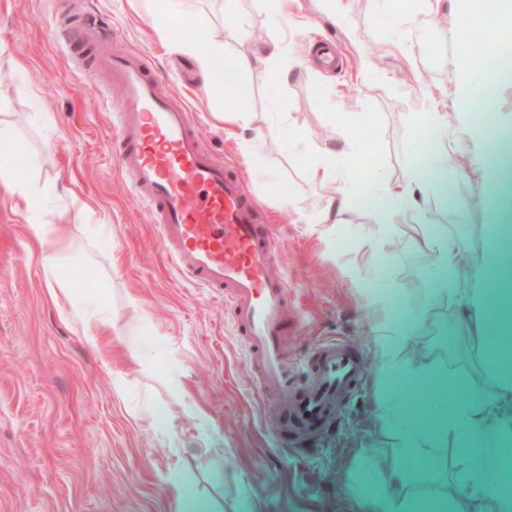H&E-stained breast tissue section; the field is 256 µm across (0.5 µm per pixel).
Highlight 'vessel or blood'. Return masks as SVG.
I'll return each instance as SVG.
<instances>
[{"mask_svg": "<svg viewBox=\"0 0 512 512\" xmlns=\"http://www.w3.org/2000/svg\"><path fill=\"white\" fill-rule=\"evenodd\" d=\"M80 23L82 60L122 93L117 162L149 208L163 248L183 278L223 296L259 391L277 400L274 428L319 426L364 378L355 349L333 340L307 359H289L288 339L299 334L300 319L287 285L270 275L278 245L261 224L257 201L215 159L184 101L159 93L147 59L112 50L97 13L83 11Z\"/></svg>", "mask_w": 512, "mask_h": 512, "instance_id": "obj_1", "label": "vessel or blood"}]
</instances>
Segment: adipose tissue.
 I'll use <instances>...</instances> for the list:
<instances>
[{"label":"adipose tissue","mask_w":512,"mask_h":512,"mask_svg":"<svg viewBox=\"0 0 512 512\" xmlns=\"http://www.w3.org/2000/svg\"><path fill=\"white\" fill-rule=\"evenodd\" d=\"M179 52L191 57L209 93L223 92L233 76L260 65L274 68L276 79L286 78L289 71L288 57L279 44L272 43L259 53L233 58L225 57L224 48L218 44H202L187 39L178 46ZM13 138L10 128L0 121V183L5 184L22 200L31 218L26 226L32 243L40 249L39 259L50 295L64 293L66 303L61 308L65 320L80 324L84 340L90 348H98V329L109 323V302L106 294H86L74 283L63 281L60 270L67 256V241L61 225L52 223L50 213L40 205L39 192L32 184L18 179L11 163L10 148ZM354 145L341 150L323 148L316 151L310 170L314 177L339 179L340 186L335 200L344 209L366 199L375 210L388 217H396L409 210L414 192L426 190L448 171V157L435 153L428 160L413 159L408 168L406 183L402 188L391 186L381 170L375 167L355 168L348 164V157L355 153ZM417 244L435 259L432 294L444 300L454 293L457 285V256L460 244L433 225H422ZM414 336L405 326L392 327L376 339L375 350L385 384L382 400L384 420L394 427L399 463L391 473L393 483L405 484L410 476L407 460L416 457L434 458L437 449L447 443L449 436L465 433L472 439L470 452L462 454L457 470L463 484L464 498L474 500L476 512H512V500L491 491L485 484L483 471L476 468L474 458L485 447L512 443V415L499 410L503 402H512V365L502 362L496 341L486 342L483 357L490 366L488 375L491 394L457 399L449 411L431 417L401 411L395 401V383L407 384L413 391L431 387L457 389L458 381L443 379L437 366L431 362L406 364L402 353Z\"/></svg>","instance_id":"adipose-tissue-1"}]
</instances>
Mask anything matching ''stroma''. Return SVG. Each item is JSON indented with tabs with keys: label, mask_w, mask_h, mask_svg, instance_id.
Wrapping results in <instances>:
<instances>
[{
	"label": "stroma",
	"mask_w": 512,
	"mask_h": 512,
	"mask_svg": "<svg viewBox=\"0 0 512 512\" xmlns=\"http://www.w3.org/2000/svg\"><path fill=\"white\" fill-rule=\"evenodd\" d=\"M85 4L120 49L148 58L162 91L185 100L214 157L233 165L260 203L286 254L274 272L302 323L289 356L348 340L366 380L339 421L303 438L274 431L223 299L175 275L150 211L116 163L110 104L117 90L99 72H83L77 55L52 37L55 14L73 13L70 0H0V119L13 130L16 174L47 188L45 207L68 226L63 278L105 292L112 320L97 352L63 319L46 294L27 217L0 186V512H368L365 487H384L395 462L378 405L375 339L384 322L373 292L389 297L398 322L419 328L406 362L418 363L426 348L443 374L466 382V394L491 391L481 346L499 325L496 316H475L471 296L484 285L479 258L491 230L512 225V189L491 172L498 143L464 132L492 123L512 130V81L496 84L490 102L468 100L460 56L486 51L491 32L479 25L459 32L455 13L436 0H417L412 12L385 0H343L341 21L321 0H288V20L278 27L269 21L273 0H229L221 15L210 0ZM182 38L223 45L228 58L276 42L291 72L279 82L253 69L214 98L194 61L177 52ZM325 38L341 66L312 54ZM365 60L373 75L362 73ZM423 89L449 116L447 189L417 194L415 221L357 206L339 223H319L338 183L311 178V153L360 142L363 163L402 183L416 153L409 119L423 105ZM232 99L250 112L248 129L215 119ZM272 127L277 137L267 136ZM244 138L255 141L250 163L239 148ZM422 221L463 245L459 291L444 303L432 296L434 260L415 244ZM369 239L378 243L375 261L355 264ZM141 318L148 330L136 362L115 329ZM450 334L464 348L445 344ZM117 374L120 394L111 382ZM155 411L172 436L153 427ZM460 453L458 437L449 436L401 495L447 497ZM173 471L182 493L167 481Z\"/></svg>",
	"instance_id": "obj_1"
}]
</instances>
